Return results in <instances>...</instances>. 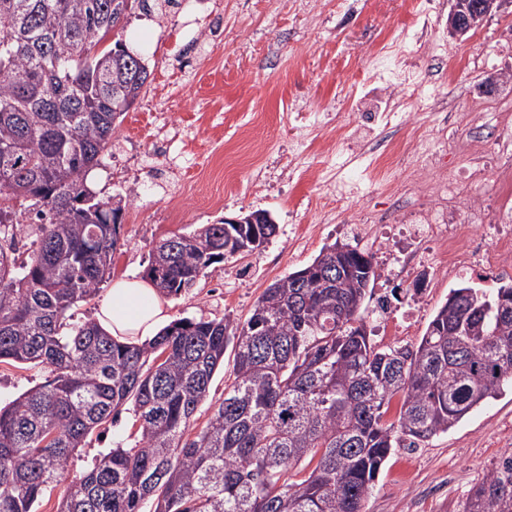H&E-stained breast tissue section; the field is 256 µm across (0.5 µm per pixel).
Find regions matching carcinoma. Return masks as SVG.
<instances>
[{
	"mask_svg": "<svg viewBox=\"0 0 512 512\" xmlns=\"http://www.w3.org/2000/svg\"><path fill=\"white\" fill-rule=\"evenodd\" d=\"M113 2L0 0V363L49 370L0 407V512H37L74 451L124 409L140 439L72 479L57 512H363L394 449L512 389V284L451 289L415 346L383 349L364 317L374 255L336 241L265 288L242 323L181 318L140 345L93 320L64 332L67 312L110 279L120 242L124 200L98 197L87 176L150 76L121 39L107 44ZM13 201L37 219L21 262L6 246ZM261 214L164 239L146 279L167 297L190 290L277 235ZM229 348L233 381L197 428ZM463 512H512V454Z\"/></svg>",
	"mask_w": 512,
	"mask_h": 512,
	"instance_id": "carcinoma-1",
	"label": "carcinoma"
}]
</instances>
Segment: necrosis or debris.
I'll return each instance as SVG.
<instances>
[{
	"mask_svg": "<svg viewBox=\"0 0 512 512\" xmlns=\"http://www.w3.org/2000/svg\"><path fill=\"white\" fill-rule=\"evenodd\" d=\"M405 43L392 41L372 53L368 67L373 76L387 86L403 87L412 83L413 70L405 63ZM445 100L435 95L426 104L430 117L436 118V137L442 149L436 150L424 138L415 137L389 143L373 162L383 182L391 192L405 191L408 184H420L441 166L443 153H457L459 145L446 133L447 124L457 122L456 113L445 111ZM512 123V114L506 112H479L473 116V126L480 135L469 149V164L464 176L469 191L468 206H459L455 185L432 180L430 189L440 205L427 214L414 217L412 231L422 243L416 257L422 258L424 267H437L449 276H458L473 269L475 262L493 263L501 272L512 274V209L488 214L486 196L500 194L505 186L498 179L485 177L483 159L487 154L512 152V139H501L499 128Z\"/></svg>",
	"mask_w": 512,
	"mask_h": 512,
	"instance_id": "1",
	"label": "necrosis or debris"
}]
</instances>
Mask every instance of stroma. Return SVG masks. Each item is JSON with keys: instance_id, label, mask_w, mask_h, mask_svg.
Returning a JSON list of instances; mask_svg holds the SVG:
<instances>
[{"instance_id": "35a3bbf8", "label": "stroma", "mask_w": 512, "mask_h": 512, "mask_svg": "<svg viewBox=\"0 0 512 512\" xmlns=\"http://www.w3.org/2000/svg\"><path fill=\"white\" fill-rule=\"evenodd\" d=\"M224 13V32L205 34L214 9ZM449 0H434L430 24L411 44L417 65L413 82L395 90L366 70L369 52L401 36L413 16L407 0H187L168 17L135 12L123 30L127 47L147 64L150 82L120 118L113 148L89 184L101 197L122 194V216L112 278L143 276L149 254L162 239L197 225L268 210L279 232L260 253L212 265L188 293L167 300L172 319L245 320L274 280L310 263L336 241L366 248L353 226L369 217L375 237L389 251H375L379 277L374 291L386 295L395 316L417 313L408 334L375 335L382 348L415 345L451 288L465 282L494 291L501 284L492 265L460 278L430 271L421 302L410 290L413 270L397 276L390 268L409 216L400 201L372 180L370 157L352 160L339 151V135L355 144L382 139L364 129L357 114L391 105L403 134L423 127L421 105L440 94L458 114L480 106L512 113V83L491 95L479 86L491 74L512 71V13H497L461 39L449 36ZM157 99L160 117L181 133L165 156L150 153L147 124L138 122L146 101ZM307 128L312 147L297 153V128ZM233 165L235 178L204 183V169ZM349 182L344 201L338 181ZM223 202L209 204L212 194ZM180 202L182 219L172 222L170 206ZM47 377L39 367L0 363V405H6ZM137 436L131 412L98 440L70 458L66 479L88 471L96 458ZM512 448V391L478 407L447 434L416 448H399L368 491L364 512H463L472 488Z\"/></svg>"}]
</instances>
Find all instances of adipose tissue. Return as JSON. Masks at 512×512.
<instances>
[{
  "mask_svg": "<svg viewBox=\"0 0 512 512\" xmlns=\"http://www.w3.org/2000/svg\"><path fill=\"white\" fill-rule=\"evenodd\" d=\"M168 318L155 288L149 281L137 278L114 282L96 314L104 331L119 340L136 343L155 336Z\"/></svg>",
  "mask_w": 512,
  "mask_h": 512,
  "instance_id": "1",
  "label": "adipose tissue"
}]
</instances>
